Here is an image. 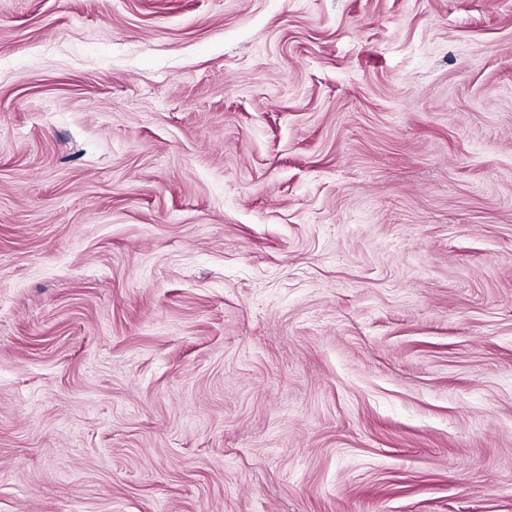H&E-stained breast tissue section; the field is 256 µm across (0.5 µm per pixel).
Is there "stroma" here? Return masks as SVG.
Returning a JSON list of instances; mask_svg holds the SVG:
<instances>
[{
  "label": "stroma",
  "mask_w": 512,
  "mask_h": 512,
  "mask_svg": "<svg viewBox=\"0 0 512 512\" xmlns=\"http://www.w3.org/2000/svg\"><path fill=\"white\" fill-rule=\"evenodd\" d=\"M0 512H512V0H0Z\"/></svg>",
  "instance_id": "stroma-1"
}]
</instances>
